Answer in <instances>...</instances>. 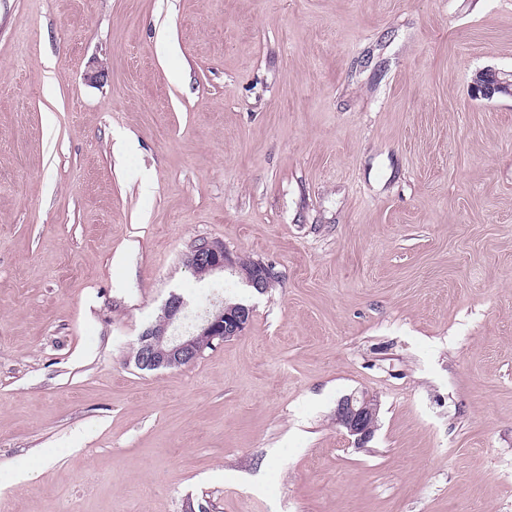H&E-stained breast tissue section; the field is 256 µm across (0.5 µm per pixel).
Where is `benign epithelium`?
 Returning a JSON list of instances; mask_svg holds the SVG:
<instances>
[{
	"label": "benign epithelium",
	"mask_w": 512,
	"mask_h": 512,
	"mask_svg": "<svg viewBox=\"0 0 512 512\" xmlns=\"http://www.w3.org/2000/svg\"><path fill=\"white\" fill-rule=\"evenodd\" d=\"M474 97L490 99L497 94H512V80L490 70L483 79L473 83ZM193 274L203 279L226 270L238 275L242 282L261 293L268 288L273 273L269 266L255 263L245 266L239 258L217 241L203 240L195 245ZM187 303L173 293L166 300L162 314L139 335L133 351L135 365L154 371L179 368L197 362L204 350L216 341H227L244 333L251 320V309L243 304L221 303L205 312L200 323L181 331L177 322L183 317ZM378 401L367 392L354 393L339 400L336 423L363 445L377 427Z\"/></svg>",
	"instance_id": "benign-epithelium-1"
}]
</instances>
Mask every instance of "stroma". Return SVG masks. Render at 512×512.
<instances>
[{
    "mask_svg": "<svg viewBox=\"0 0 512 512\" xmlns=\"http://www.w3.org/2000/svg\"><path fill=\"white\" fill-rule=\"evenodd\" d=\"M485 69L512 0H0V512H512ZM203 239L270 288L197 279ZM174 292L250 324L140 370ZM378 401L367 392L354 393L339 400L336 407V422L363 445L374 435L377 427Z\"/></svg>",
    "mask_w": 512,
    "mask_h": 512,
    "instance_id": "stroma-1",
    "label": "stroma"
}]
</instances>
